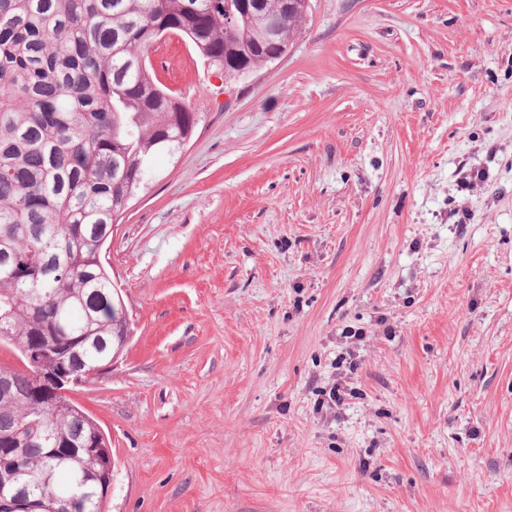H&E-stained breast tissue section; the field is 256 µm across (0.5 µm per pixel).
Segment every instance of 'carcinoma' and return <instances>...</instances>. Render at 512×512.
I'll return each instance as SVG.
<instances>
[{"instance_id":"obj_1","label":"carcinoma","mask_w":512,"mask_h":512,"mask_svg":"<svg viewBox=\"0 0 512 512\" xmlns=\"http://www.w3.org/2000/svg\"><path fill=\"white\" fill-rule=\"evenodd\" d=\"M230 0H0V346L18 360L54 338L63 353L29 370L0 361V449L24 459L40 512L83 494L101 512L109 442L46 376L92 370L125 343L128 320L103 261L112 226L201 115L162 83L150 47L175 34L232 80L305 30L308 6L259 0L224 26ZM284 14L276 35L265 21Z\"/></svg>"}]
</instances>
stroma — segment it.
I'll use <instances>...</instances> for the list:
<instances>
[{
  "label": "stroma",
  "instance_id": "35a3bbf8",
  "mask_svg": "<svg viewBox=\"0 0 512 512\" xmlns=\"http://www.w3.org/2000/svg\"><path fill=\"white\" fill-rule=\"evenodd\" d=\"M169 42L201 121L114 228L129 336L70 394L105 512H512V0H308L230 82Z\"/></svg>",
  "mask_w": 512,
  "mask_h": 512
}]
</instances>
